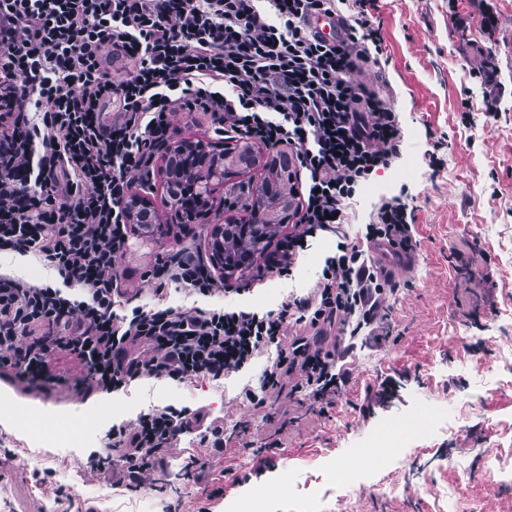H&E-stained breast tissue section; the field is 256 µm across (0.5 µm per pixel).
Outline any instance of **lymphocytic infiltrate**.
<instances>
[{"mask_svg":"<svg viewBox=\"0 0 512 512\" xmlns=\"http://www.w3.org/2000/svg\"><path fill=\"white\" fill-rule=\"evenodd\" d=\"M333 12L348 26L339 44L308 25ZM379 29L372 0H0V253L39 260L61 281L37 287L0 273V380L51 381L64 357L84 370L85 396L142 378L217 381L272 348L259 391L246 393L252 404L287 385L320 411L334 407L346 338L393 341L381 330L388 285L359 243L338 242L311 291L275 310L164 305L173 283L198 298L225 292L189 250L151 269L158 303L131 308L115 267L128 239L122 202L148 181L171 114L209 113L218 135L261 142L303 172L293 229L266 263L291 275L309 237L345 222L349 200L401 151L391 101L353 78L381 52ZM113 61L130 65L118 82ZM365 238L408 252L402 205L383 201ZM203 419L165 406L113 424L98 469L140 489Z\"/></svg>","mask_w":512,"mask_h":512,"instance_id":"1","label":"lymphocytic infiltrate"}]
</instances>
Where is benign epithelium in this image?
Wrapping results in <instances>:
<instances>
[{
    "mask_svg": "<svg viewBox=\"0 0 512 512\" xmlns=\"http://www.w3.org/2000/svg\"><path fill=\"white\" fill-rule=\"evenodd\" d=\"M164 161L168 162L163 172L170 178L167 183L170 209L176 218L188 222L204 216L214 197L236 183L244 170L259 165L266 171L279 170L271 166L267 155L240 143L226 147L179 141L166 147ZM244 190L250 194L245 205L249 218L227 217L208 227L211 265L223 275L251 265L257 257L249 247L251 240L270 235L288 220L290 208L276 200L273 183L266 179L259 183L251 181L244 184ZM122 208L129 222L137 225L141 233L147 236L154 233L156 218L146 199L131 195L123 200Z\"/></svg>",
    "mask_w": 512,
    "mask_h": 512,
    "instance_id": "obj_1",
    "label": "benign epithelium"
}]
</instances>
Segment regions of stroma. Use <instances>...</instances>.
<instances>
[{
	"instance_id": "1",
	"label": "stroma",
	"mask_w": 512,
	"mask_h": 512,
	"mask_svg": "<svg viewBox=\"0 0 512 512\" xmlns=\"http://www.w3.org/2000/svg\"><path fill=\"white\" fill-rule=\"evenodd\" d=\"M374 2L382 52L355 79L391 97L400 158L372 177L376 193L350 204L344 224L309 240L291 277L235 273L223 302L266 311L306 294L341 237H356L378 203L396 196L416 239L414 267L390 278L396 343L357 339L344 361L348 380L324 413L285 391L247 404L242 389L258 386L265 354L220 381L145 379L84 401L71 389L84 373L64 359L65 383L0 382V402L42 423L34 438L0 417V512H234L255 496L262 512H512V0H493L497 25L486 37L479 0ZM452 6L471 32L449 24ZM487 63L499 93L471 77ZM163 166L156 160L149 183L133 188L161 230L129 231L117 260L121 288L146 309L157 302L147 271L185 246L207 254L206 226L225 215L218 196L204 218L175 222ZM474 265L481 276H471ZM166 405L202 410L205 428L180 436L151 486L104 481L94 460L112 423ZM74 418L84 424L80 439L57 447L59 423ZM394 422L406 431L400 446L382 463L360 462ZM194 457L205 464L198 480L188 474Z\"/></svg>"
}]
</instances>
